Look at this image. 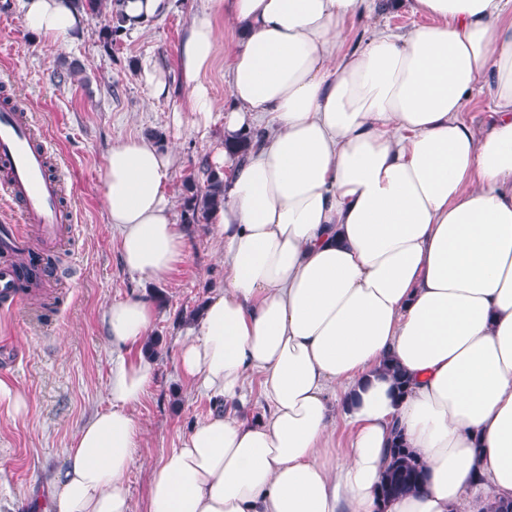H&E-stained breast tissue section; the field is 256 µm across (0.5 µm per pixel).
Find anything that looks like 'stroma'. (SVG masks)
I'll list each match as a JSON object with an SVG mask.
<instances>
[{"label": "stroma", "instance_id": "35a3bbf8", "mask_svg": "<svg viewBox=\"0 0 512 512\" xmlns=\"http://www.w3.org/2000/svg\"><path fill=\"white\" fill-rule=\"evenodd\" d=\"M197 0H172L168 14L138 32H127L104 50L101 18L86 19L82 36L60 46L36 39L26 28L19 0H0V98L7 96L33 114L41 135L51 140L67 209L79 226L47 245L61 259L43 288L19 308L0 312V379L27 398L19 413L0 405V512L7 501L47 500L55 475L83 422L108 407L112 348L103 313L114 301L164 294L150 333L160 339L155 373L134 410L141 438L126 477L133 512H148L150 470L180 446L191 428L215 409L179 369V348L188 327L181 314L205 304L224 285L222 241L214 225H181L183 260L163 284H148L121 260L119 231L108 224L103 170L112 143L162 133L177 157L167 194L181 210L184 182L201 157L224 144V115L200 124L188 108V88L179 58ZM407 0H375L370 12L348 24L346 47L354 49L379 26L404 32L423 24ZM221 34L214 60L202 77L215 100L232 102L225 77L241 35L216 15ZM152 59L168 95L157 97L142 75ZM78 64L67 81L57 72Z\"/></svg>", "mask_w": 512, "mask_h": 512}]
</instances>
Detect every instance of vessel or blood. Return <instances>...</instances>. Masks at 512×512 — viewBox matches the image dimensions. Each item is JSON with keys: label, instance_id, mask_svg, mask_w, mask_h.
I'll return each instance as SVG.
<instances>
[{"label": "vessel or blood", "instance_id": "vessel-or-blood-1", "mask_svg": "<svg viewBox=\"0 0 512 512\" xmlns=\"http://www.w3.org/2000/svg\"><path fill=\"white\" fill-rule=\"evenodd\" d=\"M52 152L49 142L34 145L27 117L8 109L0 110V194L19 200L22 224L0 225V249H20L28 240L27 225H36L41 235L56 240L61 234L56 179L47 173L46 159ZM16 272L10 265H0V306L15 308L21 298L16 293Z\"/></svg>", "mask_w": 512, "mask_h": 512}]
</instances>
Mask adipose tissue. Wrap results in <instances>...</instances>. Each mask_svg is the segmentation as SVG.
<instances>
[{
  "instance_id": "ef3b65f1",
  "label": "adipose tissue",
  "mask_w": 512,
  "mask_h": 512,
  "mask_svg": "<svg viewBox=\"0 0 512 512\" xmlns=\"http://www.w3.org/2000/svg\"><path fill=\"white\" fill-rule=\"evenodd\" d=\"M27 29L66 44L70 0H20ZM425 24L346 50L370 0H203L180 64L201 122L200 79L230 8L222 150L224 288L189 328L182 372L200 393L268 414L217 412L150 474L148 512H485L512 501V0H412ZM488 93L484 129L464 114ZM174 152L113 143L103 195L126 268L166 281L185 253L166 187ZM144 297L105 310L110 405L78 430L51 512H132L134 409L153 376L132 358L154 321ZM396 363L408 385L385 373ZM343 397L333 417L330 397ZM347 429L336 445V423ZM422 460L415 492L383 499L394 434ZM260 377L252 376L250 380L251 395L249 403L244 406H233L224 405V411L230 412L231 414H237L241 419L245 421H254L262 414L268 412V404L263 397Z\"/></svg>"
}]
</instances>
